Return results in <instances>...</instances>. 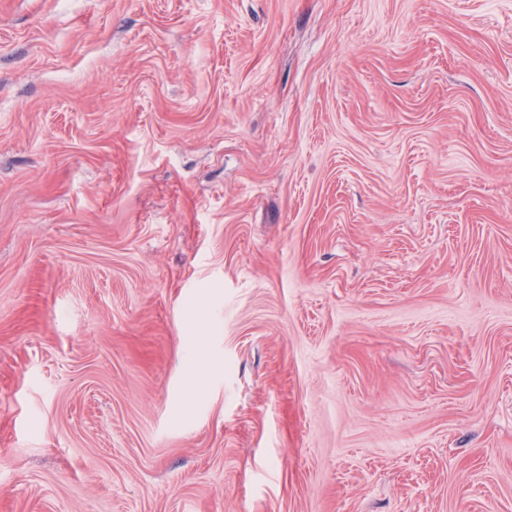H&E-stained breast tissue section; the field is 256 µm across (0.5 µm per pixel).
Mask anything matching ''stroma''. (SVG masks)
Here are the masks:
<instances>
[{"instance_id":"1","label":"stroma","mask_w":512,"mask_h":512,"mask_svg":"<svg viewBox=\"0 0 512 512\" xmlns=\"http://www.w3.org/2000/svg\"><path fill=\"white\" fill-rule=\"evenodd\" d=\"M0 512H512V0H0Z\"/></svg>"}]
</instances>
